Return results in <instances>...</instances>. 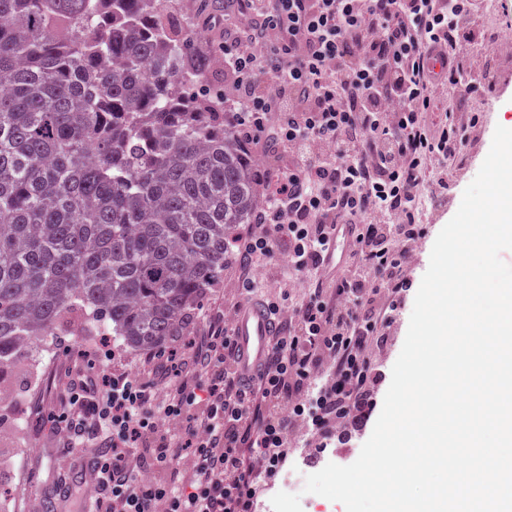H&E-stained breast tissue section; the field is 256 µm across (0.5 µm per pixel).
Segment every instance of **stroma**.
I'll list each match as a JSON object with an SVG mask.
<instances>
[{
  "label": "stroma",
  "instance_id": "1",
  "mask_svg": "<svg viewBox=\"0 0 512 512\" xmlns=\"http://www.w3.org/2000/svg\"><path fill=\"white\" fill-rule=\"evenodd\" d=\"M224 2L173 0L178 18L189 26L198 48L211 56L212 66L206 72L205 80L216 86L224 83ZM485 52L497 77L498 88L495 93L469 103L471 110L481 113L483 124L475 139L448 165L452 206L428 219L421 245L411 264V279L416 284L421 282L429 266L438 233L455 215V203L461 202L465 188L478 174L491 148L496 126L512 129V45L501 37L486 47ZM414 299V294H407L387 336L372 349V358L381 368L382 378L366 424L348 429L331 448H314L294 441L288 470L302 468L316 472L327 463L346 466L358 458L382 410L391 369L406 337ZM98 342V337L90 333L57 337L49 351H37L35 360L15 368L0 380V403L8 405L11 413L21 420L17 426L0 425V458L8 464L4 480L12 501L10 512H46L47 505L57 503L58 498L51 490L53 477L56 472L73 469L77 461L74 455L60 454L61 439L38 425L37 412L57 408V391L65 380L66 370L75 363L74 351Z\"/></svg>",
  "mask_w": 512,
  "mask_h": 512
}]
</instances>
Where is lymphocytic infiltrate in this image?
I'll list each match as a JSON object with an SVG mask.
<instances>
[{"mask_svg":"<svg viewBox=\"0 0 512 512\" xmlns=\"http://www.w3.org/2000/svg\"><path fill=\"white\" fill-rule=\"evenodd\" d=\"M231 2L224 109L267 166L256 228L231 246L243 288L258 287V266L319 282L340 225L352 243L331 292L268 299L280 334L254 383L239 378L218 311L187 352L152 363L176 381L163 399L110 371L109 345L78 351L47 420L64 450L92 454L97 512H254L291 432L327 448L366 416L380 380L371 349L411 286L423 218L448 203V163L480 122L467 103L486 87L473 50L492 39L493 0Z\"/></svg>","mask_w":512,"mask_h":512,"instance_id":"lymphocytic-infiltrate-1","label":"lymphocytic infiltrate"}]
</instances>
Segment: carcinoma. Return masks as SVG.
I'll return each mask as SVG.
<instances>
[{
  "instance_id": "carcinoma-1",
  "label": "carcinoma",
  "mask_w": 512,
  "mask_h": 512,
  "mask_svg": "<svg viewBox=\"0 0 512 512\" xmlns=\"http://www.w3.org/2000/svg\"><path fill=\"white\" fill-rule=\"evenodd\" d=\"M172 0H0V377L95 328L167 352L253 223L259 162Z\"/></svg>"
}]
</instances>
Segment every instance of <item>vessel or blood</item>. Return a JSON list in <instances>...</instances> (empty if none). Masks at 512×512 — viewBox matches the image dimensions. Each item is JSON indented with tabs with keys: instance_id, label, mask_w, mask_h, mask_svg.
<instances>
[{
	"instance_id": "b4317fda",
	"label": "vessel or blood",
	"mask_w": 512,
	"mask_h": 512,
	"mask_svg": "<svg viewBox=\"0 0 512 512\" xmlns=\"http://www.w3.org/2000/svg\"><path fill=\"white\" fill-rule=\"evenodd\" d=\"M231 327L237 341V368L253 374L272 352L277 322L261 299L249 297L235 310Z\"/></svg>"
}]
</instances>
